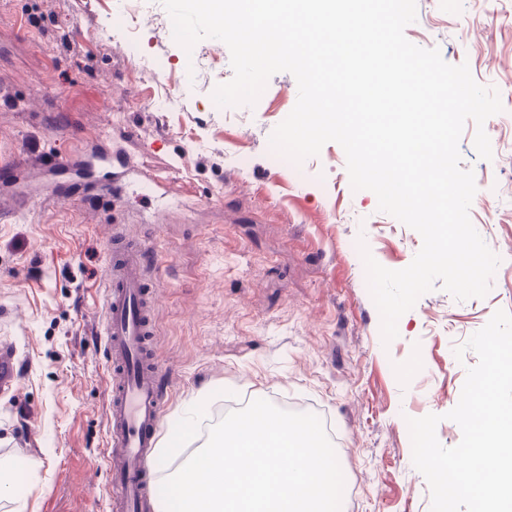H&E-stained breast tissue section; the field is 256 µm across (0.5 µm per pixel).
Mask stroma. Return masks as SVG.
<instances>
[{"instance_id":"1","label":"stroma","mask_w":512,"mask_h":512,"mask_svg":"<svg viewBox=\"0 0 512 512\" xmlns=\"http://www.w3.org/2000/svg\"><path fill=\"white\" fill-rule=\"evenodd\" d=\"M117 3L0 0V163L29 159L0 181V342L20 368L16 389L0 388V458L38 462L0 490V512H109L102 331L116 224L146 248L157 293L160 440L205 400L158 480L205 445L228 405L263 398L330 423L341 512H431L407 421L440 415L441 445L460 442L447 414L478 357L454 350L495 311L512 313V0H416L405 29L499 92L503 112L481 127L492 159L476 154L474 122L459 143L477 186L470 219L499 263L482 298L435 284L388 343L359 247L401 270L420 234L380 212L372 191L353 190L339 144L298 164L272 149L298 98L292 74L272 75L255 104L218 106L214 89L234 75L226 44L205 38L184 51L162 0H129L123 21ZM168 93L174 108L155 111ZM103 148L144 164L167 196H96L81 172L39 164ZM62 181L73 185L65 199Z\"/></svg>"}]
</instances>
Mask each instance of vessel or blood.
<instances>
[{
    "mask_svg": "<svg viewBox=\"0 0 512 512\" xmlns=\"http://www.w3.org/2000/svg\"><path fill=\"white\" fill-rule=\"evenodd\" d=\"M147 273L144 249L113 233L104 300L105 353L113 371L106 417L112 512H153L155 503L164 394L153 341L157 296Z\"/></svg>",
    "mask_w": 512,
    "mask_h": 512,
    "instance_id": "1",
    "label": "vessel or blood"
}]
</instances>
